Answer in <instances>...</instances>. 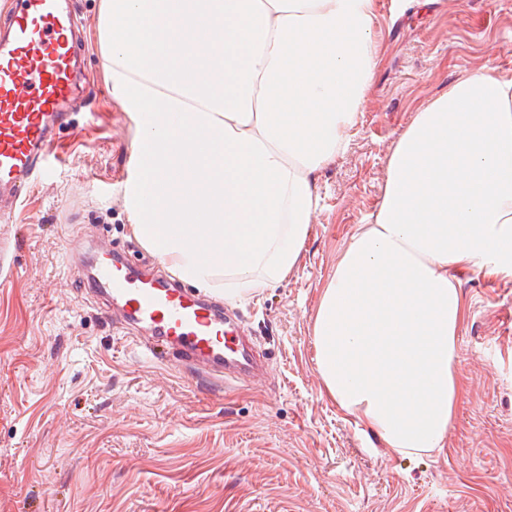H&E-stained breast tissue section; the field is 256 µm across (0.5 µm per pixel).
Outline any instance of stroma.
Here are the masks:
<instances>
[{"instance_id": "stroma-1", "label": "stroma", "mask_w": 512, "mask_h": 512, "mask_svg": "<svg viewBox=\"0 0 512 512\" xmlns=\"http://www.w3.org/2000/svg\"><path fill=\"white\" fill-rule=\"evenodd\" d=\"M101 0H76L94 93L60 132L34 192L0 223V512H512V288L460 286L463 390L444 448L398 455L329 398L313 321L322 289L383 194L415 113L495 64L512 76V0H378L380 62L345 152L278 287L210 299L263 356L245 386L153 359L78 274L128 250L162 275L123 200L131 122L113 98Z\"/></svg>"}]
</instances>
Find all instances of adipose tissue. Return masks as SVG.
I'll return each mask as SVG.
<instances>
[{
	"instance_id": "ef3b65f1",
	"label": "adipose tissue",
	"mask_w": 512,
	"mask_h": 512,
	"mask_svg": "<svg viewBox=\"0 0 512 512\" xmlns=\"http://www.w3.org/2000/svg\"><path fill=\"white\" fill-rule=\"evenodd\" d=\"M377 0H103L133 127L124 204L177 278L233 302L277 287L379 65ZM512 285V78L487 66L416 112L382 199L322 291L326 393L393 453L444 448L461 388L455 273Z\"/></svg>"
}]
</instances>
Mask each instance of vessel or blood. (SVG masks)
<instances>
[{"instance_id":"b4317fda","label":"vessel or blood","mask_w":512,"mask_h":512,"mask_svg":"<svg viewBox=\"0 0 512 512\" xmlns=\"http://www.w3.org/2000/svg\"><path fill=\"white\" fill-rule=\"evenodd\" d=\"M74 0H9L0 33V203L15 204L35 184L55 135L69 125L81 92L83 60L75 45ZM94 295L120 304L144 325L150 353L176 358L225 385L254 376L229 324L189 289L103 256L91 279Z\"/></svg>"}]
</instances>
